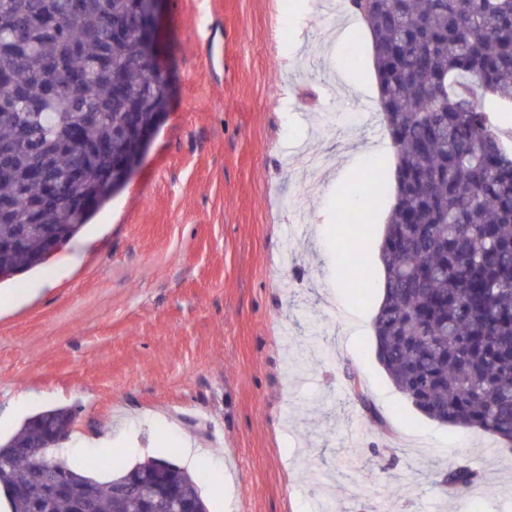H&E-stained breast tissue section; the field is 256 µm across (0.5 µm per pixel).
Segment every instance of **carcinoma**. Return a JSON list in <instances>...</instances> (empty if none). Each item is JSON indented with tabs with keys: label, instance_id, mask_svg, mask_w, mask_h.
Here are the masks:
<instances>
[{
	"label": "carcinoma",
	"instance_id": "1",
	"mask_svg": "<svg viewBox=\"0 0 512 512\" xmlns=\"http://www.w3.org/2000/svg\"><path fill=\"white\" fill-rule=\"evenodd\" d=\"M83 4L74 15L75 2ZM147 0H0V272L42 264L53 233L68 243L139 163L142 123L170 87L139 37ZM367 27L378 112L395 150V201L380 258L375 354L423 415L479 429L512 447V0H344ZM43 167V181L30 167ZM348 390L377 411L355 375ZM76 413L48 408L0 442V487L37 493L52 471L87 473L90 457L26 462ZM478 474L459 464L444 483L462 495ZM200 477L165 459L93 480L94 512H143L175 491L203 499Z\"/></svg>",
	"mask_w": 512,
	"mask_h": 512
}]
</instances>
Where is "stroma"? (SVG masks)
I'll use <instances>...</instances> for the list:
<instances>
[{
	"label": "stroma",
	"mask_w": 512,
	"mask_h": 512,
	"mask_svg": "<svg viewBox=\"0 0 512 512\" xmlns=\"http://www.w3.org/2000/svg\"><path fill=\"white\" fill-rule=\"evenodd\" d=\"M159 28L172 98L139 166L0 282V438L73 408L101 480L191 440L209 512H512V450L422 415L375 356L394 192L363 225L340 205L393 180L367 36L324 0H163ZM459 462L482 476L462 497Z\"/></svg>",
	"instance_id": "35a3bbf8"
}]
</instances>
